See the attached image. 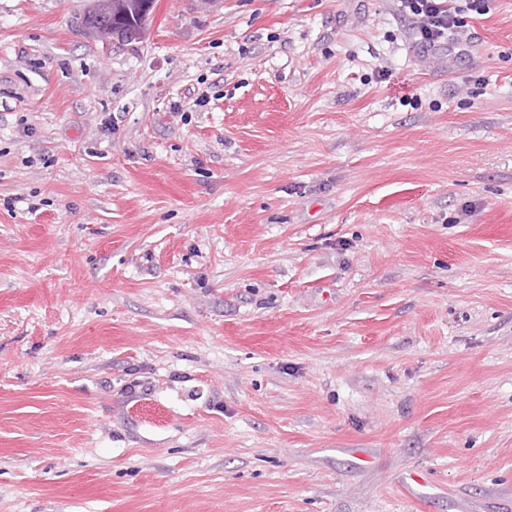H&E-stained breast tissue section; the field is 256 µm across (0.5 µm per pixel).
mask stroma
<instances>
[{
	"label": "stroma",
	"mask_w": 512,
	"mask_h": 512,
	"mask_svg": "<svg viewBox=\"0 0 512 512\" xmlns=\"http://www.w3.org/2000/svg\"><path fill=\"white\" fill-rule=\"evenodd\" d=\"M0 0V512H512V0ZM126 1L130 2L125 4L124 13L136 10L140 14L139 24L135 26L119 25L112 22V15L102 16L97 13H90L86 18V29L94 32L95 39L106 44L117 45L119 41L136 42L142 38L144 28L153 18V12L149 13L150 2H145L146 0ZM399 10L418 17L421 24L417 31L416 45L422 52H429L448 39L449 35L463 28L469 13L479 15L490 10L489 0H398Z\"/></svg>",
	"instance_id": "obj_1"
}]
</instances>
